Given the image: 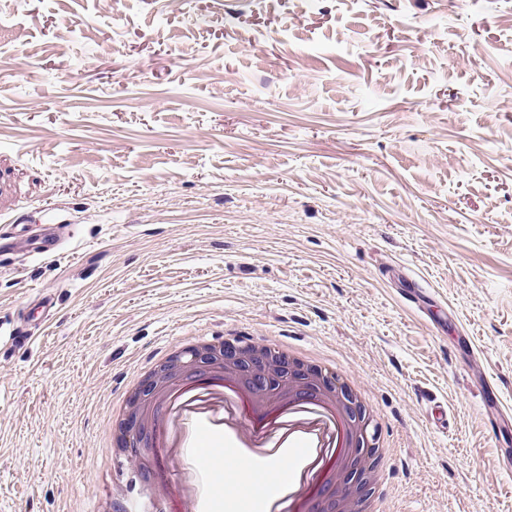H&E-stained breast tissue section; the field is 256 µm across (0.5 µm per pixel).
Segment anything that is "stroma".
<instances>
[{"instance_id":"1","label":"stroma","mask_w":512,"mask_h":512,"mask_svg":"<svg viewBox=\"0 0 512 512\" xmlns=\"http://www.w3.org/2000/svg\"><path fill=\"white\" fill-rule=\"evenodd\" d=\"M0 323V512H98L230 331L364 393L381 512H512V0H0ZM152 372L138 379L131 388L130 397H136L139 415L144 425L131 430H119L116 447L124 455L136 454L147 461L173 454L179 448L177 432L178 402L188 392L196 389L204 380L219 381L232 393L257 394L255 384L238 375L233 385H225L221 379V367L191 368L182 374L176 386H162L150 394L144 391V382ZM220 377V378H219ZM245 392V393H244ZM246 395V394H245Z\"/></svg>"}]
</instances>
